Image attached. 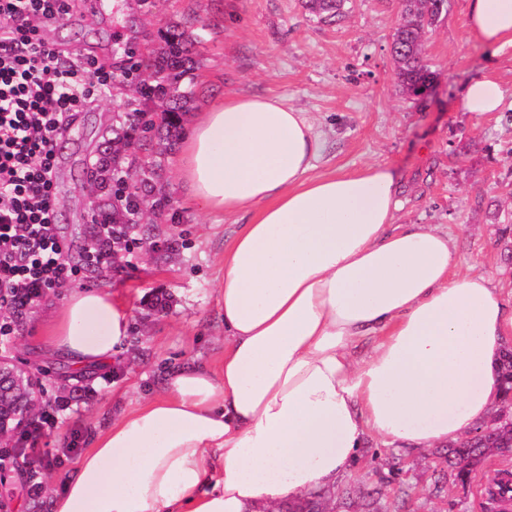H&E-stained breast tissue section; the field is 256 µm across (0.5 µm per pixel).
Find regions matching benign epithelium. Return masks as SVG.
Instances as JSON below:
<instances>
[{
	"mask_svg": "<svg viewBox=\"0 0 512 512\" xmlns=\"http://www.w3.org/2000/svg\"><path fill=\"white\" fill-rule=\"evenodd\" d=\"M41 380L8 352H0V441L15 436L40 405ZM512 412L498 407L491 418L474 427L464 439L480 442L493 426Z\"/></svg>",
	"mask_w": 512,
	"mask_h": 512,
	"instance_id": "benign-epithelium-1",
	"label": "benign epithelium"
}]
</instances>
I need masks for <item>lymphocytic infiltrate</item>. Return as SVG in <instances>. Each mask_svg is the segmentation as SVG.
Returning <instances> with one entry per match:
<instances>
[{
  "label": "lymphocytic infiltrate",
  "instance_id": "lymphocytic-infiltrate-1",
  "mask_svg": "<svg viewBox=\"0 0 512 512\" xmlns=\"http://www.w3.org/2000/svg\"><path fill=\"white\" fill-rule=\"evenodd\" d=\"M71 0H0V310L19 316L77 272L63 258L55 224L54 143L112 73L44 41L37 21Z\"/></svg>",
  "mask_w": 512,
  "mask_h": 512
}]
</instances>
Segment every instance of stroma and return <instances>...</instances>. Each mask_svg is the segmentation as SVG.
<instances>
[{
    "label": "stroma",
    "instance_id": "35a3bbf8",
    "mask_svg": "<svg viewBox=\"0 0 512 512\" xmlns=\"http://www.w3.org/2000/svg\"><path fill=\"white\" fill-rule=\"evenodd\" d=\"M94 2L90 9L84 0H74L68 21L41 27L42 36L112 70L127 42L136 41L144 53L157 51L168 23L199 20V88L184 126L228 92L283 99L304 112L320 136L313 175L389 165L403 202L396 223L449 231L462 270L490 275L495 287L512 290L506 262L512 239L499 232L512 215L492 206L512 186V49L493 56L480 46L466 26L468 0H448L447 13L427 37L424 61L434 88L420 100L402 93L392 66L398 0H348L345 18L334 25L312 18L300 0ZM132 17L138 20L135 35L128 27ZM485 76L503 91L502 111H465V86ZM137 106L129 90L89 101L58 148L54 192L65 259L79 271L78 287L109 292L127 305L129 328L108 363L83 370L59 357L47 336L68 289L48 292L17 318L11 349L42 377L41 401L55 408L58 420L36 439L39 456L17 453L11 512H49L51 497L75 475L95 434L136 401L159 393L170 369L213 366L224 355L221 262L247 217L208 214L194 203L178 176L179 146L157 156L148 173L156 195L169 200L168 210L153 223L137 224L129 250L114 265L85 264L82 247L97 231L91 222L96 196L91 170L102 133ZM375 453L396 464L409 488L402 512H476L478 483L499 470L512 472V457L491 453L466 487L447 480L436 495L428 481L433 449L406 451L371 435L343 485L370 489Z\"/></svg>",
    "mask_w": 512,
    "mask_h": 512
}]
</instances>
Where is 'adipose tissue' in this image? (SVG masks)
<instances>
[{
    "label": "adipose tissue",
    "mask_w": 512,
    "mask_h": 512,
    "mask_svg": "<svg viewBox=\"0 0 512 512\" xmlns=\"http://www.w3.org/2000/svg\"><path fill=\"white\" fill-rule=\"evenodd\" d=\"M467 25L512 48V0H468ZM318 149L276 98L229 94L196 118L178 158L192 197L250 216L222 261L223 358L173 371L97 434L51 512H272L336 487L366 436L431 448L490 416L512 293L462 272L448 232L395 223L388 165L315 177ZM127 329L122 304L85 288L50 344L86 368Z\"/></svg>",
    "instance_id": "obj_1"
}]
</instances>
